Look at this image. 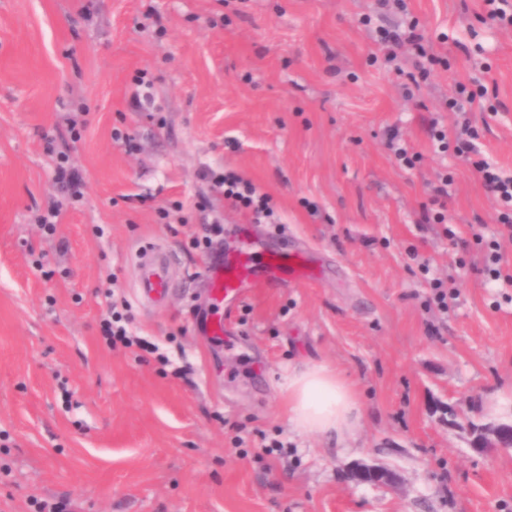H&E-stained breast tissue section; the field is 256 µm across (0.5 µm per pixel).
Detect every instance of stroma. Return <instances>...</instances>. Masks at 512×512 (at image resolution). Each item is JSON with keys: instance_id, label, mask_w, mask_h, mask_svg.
Returning <instances> with one entry per match:
<instances>
[{"instance_id": "1", "label": "stroma", "mask_w": 512, "mask_h": 512, "mask_svg": "<svg viewBox=\"0 0 512 512\" xmlns=\"http://www.w3.org/2000/svg\"><path fill=\"white\" fill-rule=\"evenodd\" d=\"M406 3L449 60L416 87L413 53L399 74L380 60L381 31L402 27L381 0H0V512H512V448L479 454L471 431L493 400L512 424V233L426 133L453 127L457 83L496 84L501 109L470 117L512 176V30L482 0ZM62 155L81 197L54 183ZM207 169L269 194L289 245L323 265L233 310L227 342L193 328L225 312L190 241L218 220L225 247L240 224L262 247L269 226ZM447 171L450 223H421ZM56 202L60 223L37 224ZM153 241L192 273L161 306L132 294L131 257ZM437 280L457 293L444 308ZM113 307L131 346L101 334ZM308 363L360 390L353 434L289 425L288 370ZM357 463L397 480L355 483Z\"/></svg>"}]
</instances>
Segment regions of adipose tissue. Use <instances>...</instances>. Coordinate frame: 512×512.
Here are the masks:
<instances>
[{
	"mask_svg": "<svg viewBox=\"0 0 512 512\" xmlns=\"http://www.w3.org/2000/svg\"><path fill=\"white\" fill-rule=\"evenodd\" d=\"M294 430L344 438L361 423L358 395L341 373L319 364L293 370L286 386Z\"/></svg>",
	"mask_w": 512,
	"mask_h": 512,
	"instance_id": "ef3b65f1",
	"label": "adipose tissue"
}]
</instances>
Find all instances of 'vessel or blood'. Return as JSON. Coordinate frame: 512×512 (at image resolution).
I'll use <instances>...</instances> for the list:
<instances>
[{
	"label": "vessel or blood",
	"mask_w": 512,
	"mask_h": 512,
	"mask_svg": "<svg viewBox=\"0 0 512 512\" xmlns=\"http://www.w3.org/2000/svg\"><path fill=\"white\" fill-rule=\"evenodd\" d=\"M134 264L136 301L153 305L164 303L181 276L180 269L153 243L136 251ZM314 275L310 258L297 249L271 244L257 251L245 242L217 252L205 263L202 279L214 299L230 306L291 282L310 280Z\"/></svg>",
	"instance_id": "b4317fda"
}]
</instances>
